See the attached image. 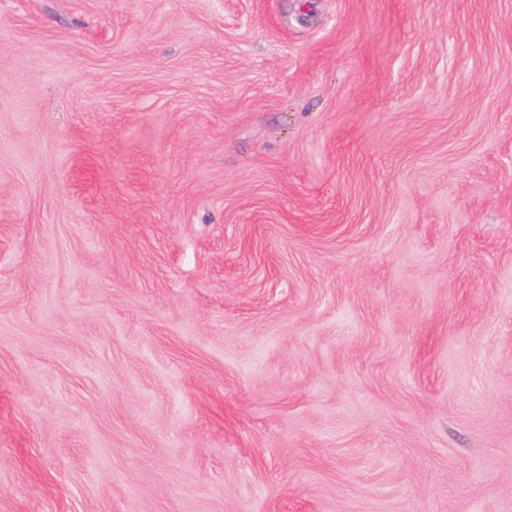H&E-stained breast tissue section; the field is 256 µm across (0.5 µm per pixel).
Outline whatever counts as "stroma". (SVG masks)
I'll return each mask as SVG.
<instances>
[{
	"instance_id": "1",
	"label": "stroma",
	"mask_w": 512,
	"mask_h": 512,
	"mask_svg": "<svg viewBox=\"0 0 512 512\" xmlns=\"http://www.w3.org/2000/svg\"><path fill=\"white\" fill-rule=\"evenodd\" d=\"M0 512H512V0H0Z\"/></svg>"
}]
</instances>
